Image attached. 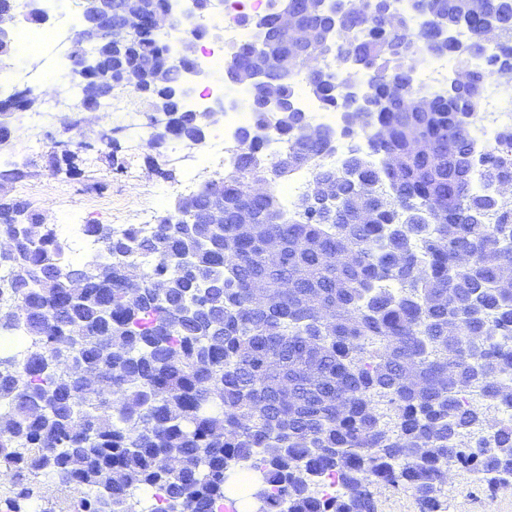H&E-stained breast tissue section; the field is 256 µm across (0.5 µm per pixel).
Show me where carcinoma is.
<instances>
[{
  "label": "carcinoma",
  "instance_id": "1",
  "mask_svg": "<svg viewBox=\"0 0 512 512\" xmlns=\"http://www.w3.org/2000/svg\"><path fill=\"white\" fill-rule=\"evenodd\" d=\"M343 28L335 70L309 80L328 110L350 108L340 84L353 67L369 77V120L343 133L365 142L342 165L325 162L323 133L307 131L294 102L292 42L276 15L256 22L279 79L256 87L252 124L276 130L286 150L268 157L241 128L235 162L155 219L152 235L89 224L117 265L68 260L56 225L21 198L0 195V236L11 240L0 270V512H224L228 493L260 512H377L375 490L405 485L420 512H443L448 464L492 490L512 489V293L498 288L512 266V200L488 190L512 184V127L478 150L471 122L488 79H512V0H327ZM467 27L452 44L440 31ZM161 32L128 35L122 53L75 39L82 83L104 74L155 97L185 81L170 63L160 81L141 60L171 55ZM449 53L458 88L427 96L411 72ZM484 60L482 69L471 61ZM41 91L22 89L0 108L28 111ZM275 96L281 112L265 110ZM170 100L167 132L199 141L205 123ZM79 174L75 154L41 156ZM332 188L326 207L288 213L275 187L302 169ZM263 176L268 192L249 195ZM480 181L482 189L474 188ZM224 206V223L203 214ZM248 206L255 229L235 220ZM275 237L280 260L267 262ZM347 253V264L326 257ZM266 283L265 308L250 285ZM288 291H282L283 282ZM396 283L387 288L385 284ZM472 336L483 338L479 353ZM481 371L490 399H467ZM58 495L49 499L44 488Z\"/></svg>",
  "mask_w": 512,
  "mask_h": 512
}]
</instances>
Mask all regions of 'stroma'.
I'll use <instances>...</instances> for the list:
<instances>
[{"label": "stroma", "mask_w": 512, "mask_h": 512, "mask_svg": "<svg viewBox=\"0 0 512 512\" xmlns=\"http://www.w3.org/2000/svg\"><path fill=\"white\" fill-rule=\"evenodd\" d=\"M60 83V78H52L46 89L47 94L56 95L59 110L37 139L29 137L28 113L11 112L5 119L10 135L0 141V156L16 153L34 158L27 175L6 189L29 201L48 222L62 224L66 212L77 211L90 223L138 224L168 208L187 176L199 182L212 176V168L193 167L188 145L178 142L156 148L149 133L129 126L127 111L138 110L145 116L152 112L149 99L134 88L116 87L111 111L82 118L72 111L68 96H57ZM57 142L68 148L80 146L79 175H56L39 163V156ZM110 149L121 170L109 168L105 154ZM161 167L173 171L174 179L159 176ZM444 495L446 512H512V491H490L464 469L449 477Z\"/></svg>", "instance_id": "35a3bbf8"}]
</instances>
